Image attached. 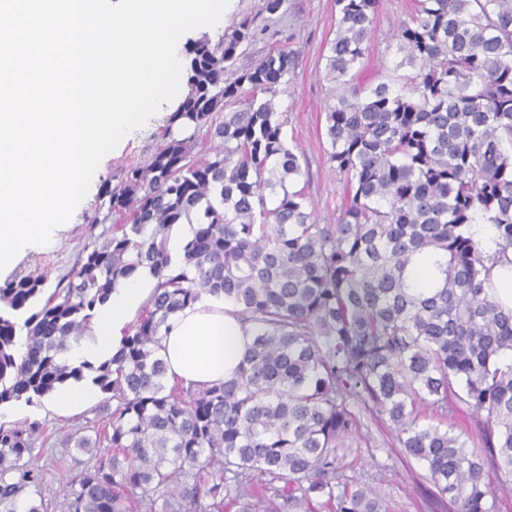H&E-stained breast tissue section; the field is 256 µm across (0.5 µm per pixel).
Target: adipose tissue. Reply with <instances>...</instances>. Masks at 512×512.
<instances>
[{
    "mask_svg": "<svg viewBox=\"0 0 512 512\" xmlns=\"http://www.w3.org/2000/svg\"><path fill=\"white\" fill-rule=\"evenodd\" d=\"M154 286L153 279L138 276L119 285L91 326L93 342L68 352V359L103 361L111 357L127 323ZM231 309L224 299L204 297L172 319L159 350L168 379L202 386L234 376L252 345L253 331L243 327Z\"/></svg>",
    "mask_w": 512,
    "mask_h": 512,
    "instance_id": "1",
    "label": "adipose tissue"
}]
</instances>
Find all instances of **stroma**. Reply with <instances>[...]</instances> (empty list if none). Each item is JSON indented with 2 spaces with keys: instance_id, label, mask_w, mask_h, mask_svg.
I'll return each mask as SVG.
<instances>
[{
  "instance_id": "1",
  "label": "stroma",
  "mask_w": 512,
  "mask_h": 512,
  "mask_svg": "<svg viewBox=\"0 0 512 512\" xmlns=\"http://www.w3.org/2000/svg\"><path fill=\"white\" fill-rule=\"evenodd\" d=\"M260 6L261 0H229L223 20L207 34L218 39L242 17L253 15L258 24L269 26L271 34L247 46L245 63L259 62L273 48L294 52L295 69L288 90L277 97L279 109L288 119L285 140L300 153L306 192L319 222L335 223L345 200V182L327 160L324 128V107L331 96L325 65L336 30L335 0H288L287 10L274 15L260 13ZM412 9L413 0H380L358 83L370 85L393 77L398 56L390 33ZM171 110V105H163L145 126L103 158L87 196L71 218L55 229L51 242L22 249L11 265L1 269L0 286L12 278L30 275L43 277L46 290H53L86 242V218L98 208L103 186H116L122 168L149 160ZM93 417L88 406L72 414L58 413L50 396L31 406L16 403L0 407L1 423L36 421L51 434L48 443L36 446L29 457L32 466L45 472L41 492L49 512H58L66 481L86 459L70 436ZM341 456L350 479L371 488L388 512H446L430 494L424 466L401 454L396 441L376 422H369L367 432L348 438Z\"/></svg>"
}]
</instances>
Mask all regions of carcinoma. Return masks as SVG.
I'll use <instances>...</instances> for the list:
<instances>
[{"label":"carcinoma","instance_id":"cac0c4a2","mask_svg":"<svg viewBox=\"0 0 512 512\" xmlns=\"http://www.w3.org/2000/svg\"><path fill=\"white\" fill-rule=\"evenodd\" d=\"M336 6L324 108L347 191L336 223H317L285 143L276 96L294 55L241 63L267 32L245 16L191 42L190 91L162 142L101 192L108 211L87 219L92 244L54 291L40 276L0 286V406L87 378L104 394L77 447L110 453L67 482L60 512H387L338 456L365 413L425 465L448 512H500L512 493V309L491 280L512 252V0H416L392 33L407 73L362 90L378 0ZM114 213L129 222L97 242ZM179 224L193 230L176 264ZM474 224L492 225L494 249ZM139 270L156 285L112 357L61 360ZM203 295L232 302L252 347L229 380L169 386L161 338ZM463 406L481 448L448 422ZM425 409L441 421L420 424ZM39 439L37 421L0 423V512H48L28 497L43 474L23 461Z\"/></svg>","mask_w":512,"mask_h":512}]
</instances>
